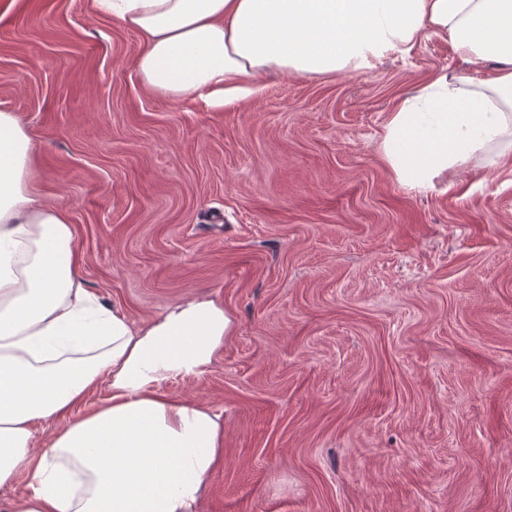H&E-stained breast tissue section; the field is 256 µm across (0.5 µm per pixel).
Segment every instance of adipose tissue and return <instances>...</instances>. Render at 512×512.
<instances>
[{
	"label": "adipose tissue",
	"instance_id": "adipose-tissue-1",
	"mask_svg": "<svg viewBox=\"0 0 512 512\" xmlns=\"http://www.w3.org/2000/svg\"><path fill=\"white\" fill-rule=\"evenodd\" d=\"M136 32L143 85L172 100L201 90L215 105L264 71L365 72L423 38L448 42L495 75L437 74L392 112L380 142L397 182L432 187L477 158L512 156V0H91ZM34 142L0 109V512H199L222 460L224 423L170 396L174 376L197 378L234 332L207 295L148 322L103 303L79 274L68 211L33 189ZM108 402L74 410L99 388ZM60 426L37 450L32 425ZM29 479L16 488L18 471Z\"/></svg>",
	"mask_w": 512,
	"mask_h": 512
}]
</instances>
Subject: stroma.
<instances>
[{"label": "stroma", "mask_w": 512, "mask_h": 512, "mask_svg": "<svg viewBox=\"0 0 512 512\" xmlns=\"http://www.w3.org/2000/svg\"><path fill=\"white\" fill-rule=\"evenodd\" d=\"M89 0H0V108L65 206L80 276L145 322L236 320L165 393L224 422L200 512H512V158L402 187L379 144L432 36L361 73L268 72L224 107L148 90Z\"/></svg>", "instance_id": "obj_1"}]
</instances>
